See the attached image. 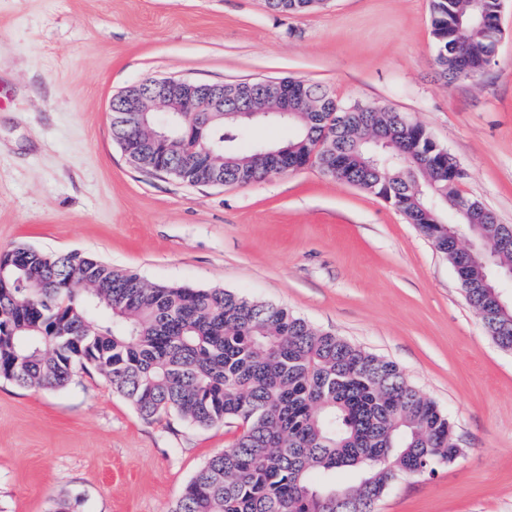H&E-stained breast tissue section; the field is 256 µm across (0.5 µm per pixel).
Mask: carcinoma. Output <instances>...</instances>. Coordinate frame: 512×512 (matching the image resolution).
Listing matches in <instances>:
<instances>
[{"label": "carcinoma", "instance_id": "obj_1", "mask_svg": "<svg viewBox=\"0 0 512 512\" xmlns=\"http://www.w3.org/2000/svg\"><path fill=\"white\" fill-rule=\"evenodd\" d=\"M305 0H269L278 13L302 14ZM435 64L452 82L464 65L483 67L495 45L480 15L498 17V0H431ZM248 93L224 111L252 108ZM294 135L272 144L232 118L193 112L180 119L168 159L170 178L204 185L202 163L179 168L212 148L224 158V183L264 178L262 146L288 148L296 164H318L336 181L388 202L448 258L489 336L512 349V313L498 315L491 290L496 270L512 268V224L494 215L448 214L463 201L447 161L426 129L400 112H350L322 85L308 83ZM152 114L126 115L113 139L145 138ZM379 128L394 148L373 160L365 141ZM478 240L496 264L463 263L460 230ZM94 369L147 419L175 412L199 428L240 421L242 432L212 455L172 512H374L402 476H430L462 452L454 426L392 361L287 309L222 288L147 283L79 252L27 246L0 252V378L25 388L58 389L73 369ZM345 494L336 502V493Z\"/></svg>", "mask_w": 512, "mask_h": 512}]
</instances>
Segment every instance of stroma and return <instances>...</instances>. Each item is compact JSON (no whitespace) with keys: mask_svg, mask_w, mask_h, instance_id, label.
<instances>
[{"mask_svg":"<svg viewBox=\"0 0 512 512\" xmlns=\"http://www.w3.org/2000/svg\"><path fill=\"white\" fill-rule=\"evenodd\" d=\"M477 80L437 73L430 0H0V252L78 250L166 286L287 308L395 362L448 413L462 448L398 480L374 512H512V351L453 267L382 199L317 165L191 186L133 166L113 97L147 79L299 78L394 110L459 162L462 193L512 224V0ZM143 418L100 374L62 388L0 380V512H171L241 432Z\"/></svg>","mask_w":512,"mask_h":512,"instance_id":"1","label":"stroma"}]
</instances>
